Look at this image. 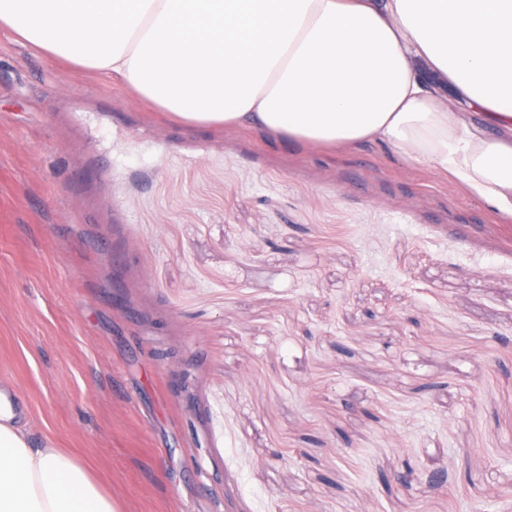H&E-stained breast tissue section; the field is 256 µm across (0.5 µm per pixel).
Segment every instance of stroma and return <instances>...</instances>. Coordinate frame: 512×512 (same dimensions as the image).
Listing matches in <instances>:
<instances>
[{"label":"stroma","mask_w":512,"mask_h":512,"mask_svg":"<svg viewBox=\"0 0 512 512\" xmlns=\"http://www.w3.org/2000/svg\"><path fill=\"white\" fill-rule=\"evenodd\" d=\"M0 380L124 512H512V217L1 31Z\"/></svg>","instance_id":"obj_1"}]
</instances>
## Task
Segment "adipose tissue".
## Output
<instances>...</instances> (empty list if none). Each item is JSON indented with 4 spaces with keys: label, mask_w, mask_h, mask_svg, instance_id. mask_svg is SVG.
<instances>
[{
    "label": "adipose tissue",
    "mask_w": 512,
    "mask_h": 512,
    "mask_svg": "<svg viewBox=\"0 0 512 512\" xmlns=\"http://www.w3.org/2000/svg\"><path fill=\"white\" fill-rule=\"evenodd\" d=\"M16 40L169 118L384 143L512 214V0H0ZM0 381V512H121Z\"/></svg>",
    "instance_id": "1"
}]
</instances>
